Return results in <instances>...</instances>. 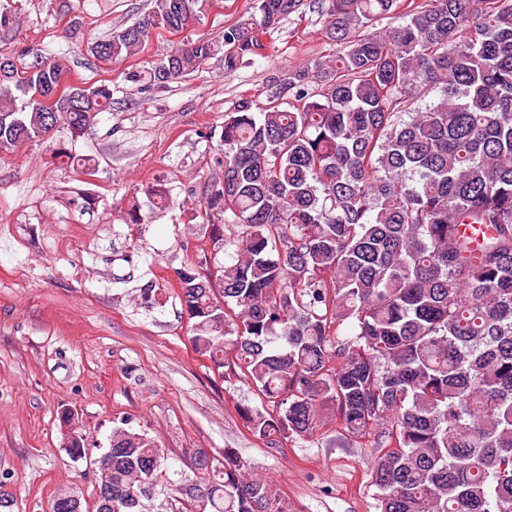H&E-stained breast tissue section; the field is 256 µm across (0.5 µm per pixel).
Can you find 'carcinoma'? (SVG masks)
<instances>
[{
    "label": "carcinoma",
    "mask_w": 512,
    "mask_h": 512,
    "mask_svg": "<svg viewBox=\"0 0 512 512\" xmlns=\"http://www.w3.org/2000/svg\"><path fill=\"white\" fill-rule=\"evenodd\" d=\"M204 2L154 0L90 52L136 57ZM303 2L256 0L222 40L172 46L150 85L220 51L233 73ZM317 5L341 51L224 118L191 220L231 261L177 272L192 345L253 389L262 408L238 412L268 448L333 422L374 449L377 512H512V0ZM397 13L402 23L372 30ZM17 24L0 0V31ZM2 60L1 152L61 127L77 138L111 109V84L71 82L58 60ZM425 87L440 97L420 108ZM55 155L95 175L94 159ZM61 428L85 458L72 418ZM91 465L112 512H292L234 448L198 450L185 485L147 433L116 427ZM70 501L97 512L73 490L53 504Z\"/></svg>",
    "instance_id": "carcinoma-1"
}]
</instances>
